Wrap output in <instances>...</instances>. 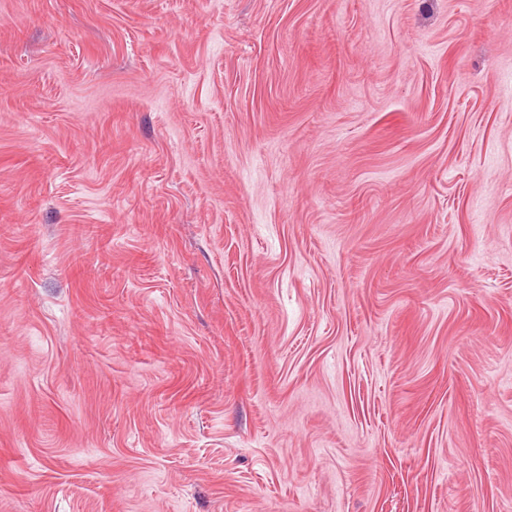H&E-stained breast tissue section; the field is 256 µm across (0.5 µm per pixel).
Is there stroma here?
<instances>
[{
    "mask_svg": "<svg viewBox=\"0 0 512 512\" xmlns=\"http://www.w3.org/2000/svg\"><path fill=\"white\" fill-rule=\"evenodd\" d=\"M0 512H512V0H0Z\"/></svg>",
    "mask_w": 512,
    "mask_h": 512,
    "instance_id": "1",
    "label": "stroma"
}]
</instances>
